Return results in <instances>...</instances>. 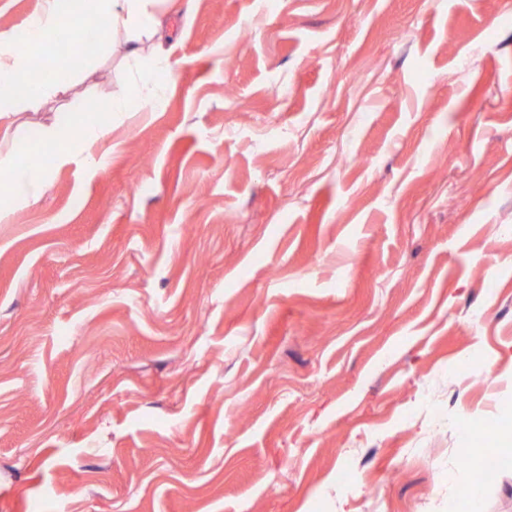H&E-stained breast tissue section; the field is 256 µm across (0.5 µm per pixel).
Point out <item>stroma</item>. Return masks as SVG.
I'll return each mask as SVG.
<instances>
[{
	"label": "stroma",
	"mask_w": 512,
	"mask_h": 512,
	"mask_svg": "<svg viewBox=\"0 0 512 512\" xmlns=\"http://www.w3.org/2000/svg\"><path fill=\"white\" fill-rule=\"evenodd\" d=\"M160 8L170 76L0 223V512H459L512 404V0Z\"/></svg>",
	"instance_id": "35a3bbf8"
}]
</instances>
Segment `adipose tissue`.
<instances>
[{
  "mask_svg": "<svg viewBox=\"0 0 512 512\" xmlns=\"http://www.w3.org/2000/svg\"><path fill=\"white\" fill-rule=\"evenodd\" d=\"M155 0H44L39 13L27 23L25 46L13 36L0 35V116L14 118L23 111L39 108L48 99L66 95L76 79L86 73L94 51L103 50L114 33H122L131 44L130 55H138L143 40L161 39L163 20L153 8ZM77 24L87 35L93 51L79 64H66L52 82L37 80L31 73L32 54L57 43L67 22ZM130 95H111L92 101L81 112H56L41 124L38 134L52 153L54 164L63 166L76 157L92 161L90 149L112 126V115L126 111ZM52 166L29 157L25 141L0 153V222L8 220L16 206L39 201L49 185Z\"/></svg>",
  "mask_w": 512,
  "mask_h": 512,
  "instance_id": "obj_1",
  "label": "adipose tissue"
}]
</instances>
